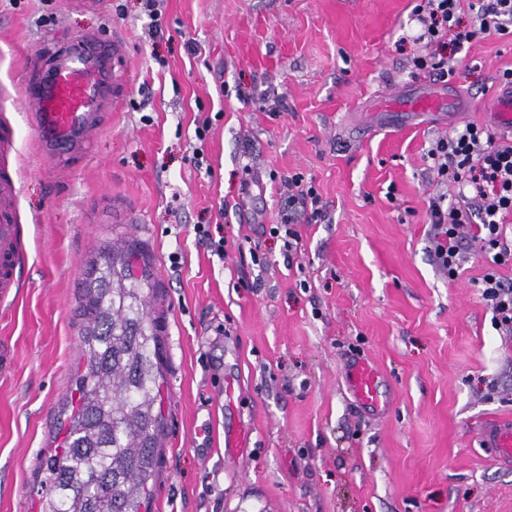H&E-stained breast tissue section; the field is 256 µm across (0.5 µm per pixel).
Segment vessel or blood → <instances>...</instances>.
I'll return each mask as SVG.
<instances>
[{
    "label": "vessel or blood",
    "mask_w": 512,
    "mask_h": 512,
    "mask_svg": "<svg viewBox=\"0 0 512 512\" xmlns=\"http://www.w3.org/2000/svg\"><path fill=\"white\" fill-rule=\"evenodd\" d=\"M49 64L36 68L20 89L22 99L33 114L41 146L45 152H60L87 140L99 110L112 89L115 49L111 43L84 37L55 48ZM376 112H445L456 115L465 106L446 85L431 87L379 100ZM488 121L498 131L512 133V86L497 87L482 106ZM18 188L10 176L0 177V296L15 293L21 286L24 251L13 205ZM350 387L364 405L382 410L379 374L370 364H355L349 375ZM481 442L495 458L512 465V417L488 421Z\"/></svg>",
    "instance_id": "obj_1"
}]
</instances>
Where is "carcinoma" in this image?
<instances>
[{"mask_svg":"<svg viewBox=\"0 0 512 512\" xmlns=\"http://www.w3.org/2000/svg\"><path fill=\"white\" fill-rule=\"evenodd\" d=\"M81 316L82 371L65 439L46 461L45 512H148L164 432L158 406V329L147 314L152 272L131 273L136 251L107 248Z\"/></svg>","mask_w":512,"mask_h":512,"instance_id":"carcinoma-1","label":"carcinoma"}]
</instances>
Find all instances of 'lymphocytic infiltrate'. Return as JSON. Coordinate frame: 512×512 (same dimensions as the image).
I'll use <instances>...</instances> for the list:
<instances>
[{"instance_id":"obj_1","label":"lymphocytic infiltrate","mask_w":512,"mask_h":512,"mask_svg":"<svg viewBox=\"0 0 512 512\" xmlns=\"http://www.w3.org/2000/svg\"><path fill=\"white\" fill-rule=\"evenodd\" d=\"M470 22H463V14ZM418 25L415 41L430 45V53L414 57V68L434 79L449 80V54L458 53L477 36L492 34L512 39V0H421L413 9ZM431 170L442 186L430 196L428 217L433 232V255L449 277L459 273L464 253L479 247L487 268L478 288L490 306L494 325L512 332V280L503 279L498 266L512 262V244L503 236L506 217L512 215V137L473 122L439 138L427 153ZM289 231L286 257L301 249V237L292 229L296 213L321 221L324 207L313 185L294 176L288 179ZM455 197H448L447 188Z\"/></svg>"}]
</instances>
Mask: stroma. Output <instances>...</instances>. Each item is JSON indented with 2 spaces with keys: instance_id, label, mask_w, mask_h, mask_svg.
Wrapping results in <instances>:
<instances>
[{
  "instance_id": "35a3bbf8",
  "label": "stroma",
  "mask_w": 512,
  "mask_h": 512,
  "mask_svg": "<svg viewBox=\"0 0 512 512\" xmlns=\"http://www.w3.org/2000/svg\"><path fill=\"white\" fill-rule=\"evenodd\" d=\"M416 2L164 0L153 37L142 0H0L25 252L0 300V512H43L88 263L127 241L150 263L162 353L152 512H512V467L479 442L512 415V334L476 287L478 251L454 279L432 255L427 152L455 122L367 109L431 80L411 65ZM88 34L117 47L112 98L88 144L53 158L18 105L23 68ZM448 65L470 106L456 122L484 123L512 44L479 38ZM295 174L327 217H297L290 261L270 228ZM357 358L383 378L382 413L346 389ZM232 428L243 453L224 450Z\"/></svg>"
}]
</instances>
